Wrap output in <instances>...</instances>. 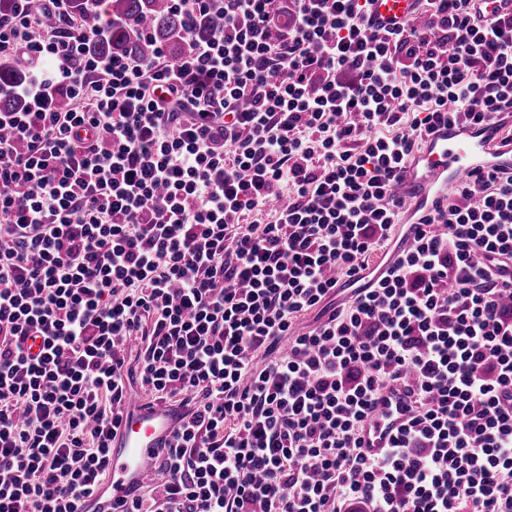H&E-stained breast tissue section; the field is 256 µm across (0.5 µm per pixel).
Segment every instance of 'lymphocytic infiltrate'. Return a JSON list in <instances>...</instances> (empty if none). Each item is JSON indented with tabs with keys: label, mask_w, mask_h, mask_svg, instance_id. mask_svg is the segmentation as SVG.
<instances>
[{
	"label": "lymphocytic infiltrate",
	"mask_w": 512,
	"mask_h": 512,
	"mask_svg": "<svg viewBox=\"0 0 512 512\" xmlns=\"http://www.w3.org/2000/svg\"><path fill=\"white\" fill-rule=\"evenodd\" d=\"M0 6V512H76L139 378L186 425L125 512H512V171L456 182L340 305L437 126L512 118V10L170 0L169 62L88 56L69 0ZM62 30L34 37L41 15ZM222 26H215L214 17ZM322 308L301 331L296 321ZM416 380L383 455L360 431ZM374 16L385 25L391 21H400L410 14L415 0H372Z\"/></svg>",
	"instance_id": "obj_1"
}]
</instances>
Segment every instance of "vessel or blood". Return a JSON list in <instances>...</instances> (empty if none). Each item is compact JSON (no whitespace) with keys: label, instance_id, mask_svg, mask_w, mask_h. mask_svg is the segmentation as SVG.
Here are the masks:
<instances>
[{"label":"vessel or blood","instance_id":"b4317fda","mask_svg":"<svg viewBox=\"0 0 512 512\" xmlns=\"http://www.w3.org/2000/svg\"><path fill=\"white\" fill-rule=\"evenodd\" d=\"M414 0H373L372 11L382 23L399 21L410 13ZM512 169V144L503 145L495 121L460 129L440 126L404 170L399 194L409 210L434 211L442 207L448 185L478 169ZM404 388L386 389L378 410L363 430L365 449L372 454L387 448L406 421ZM184 420L176 407L165 403L123 407L112 435L110 468L102 486L81 498L77 512H123L134 493L153 477L158 450L172 444Z\"/></svg>","mask_w":512,"mask_h":512}]
</instances>
